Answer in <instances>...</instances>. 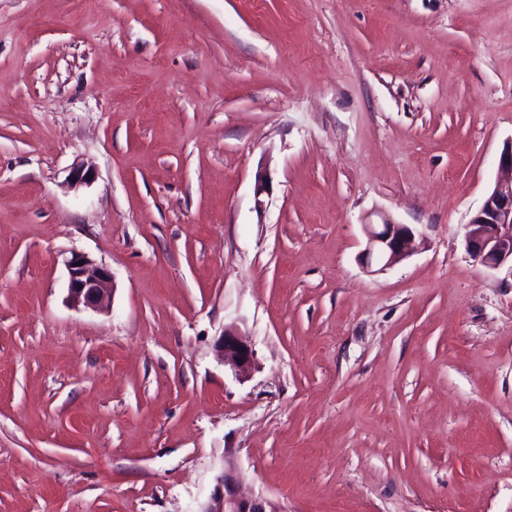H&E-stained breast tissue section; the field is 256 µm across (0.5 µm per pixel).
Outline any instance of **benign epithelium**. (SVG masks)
Returning a JSON list of instances; mask_svg holds the SVG:
<instances>
[{"label": "benign epithelium", "instance_id": "obj_1", "mask_svg": "<svg viewBox=\"0 0 512 512\" xmlns=\"http://www.w3.org/2000/svg\"><path fill=\"white\" fill-rule=\"evenodd\" d=\"M367 244L363 253L366 266L384 271L410 255L414 231L406 224L365 225ZM468 254L483 266L497 269L512 264V177L496 182L483 206L466 225ZM64 265L68 272V298L76 307L97 310L112 292V272L89 256L73 252ZM224 363L240 378L247 377L254 365L252 348L239 332L229 327L219 344ZM199 512H281L262 495H245L239 477L228 468L218 480L209 501Z\"/></svg>", "mask_w": 512, "mask_h": 512}]
</instances>
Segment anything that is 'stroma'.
I'll list each match as a JSON object with an SVG mask.
<instances>
[{"mask_svg": "<svg viewBox=\"0 0 512 512\" xmlns=\"http://www.w3.org/2000/svg\"><path fill=\"white\" fill-rule=\"evenodd\" d=\"M510 140L512 0H0V512H512ZM510 178L496 182L483 206L466 225L468 254L483 266L497 269L510 263L512 271V140L500 156ZM367 244L363 253L367 267L373 263L384 271L410 255L414 231L406 224H368L365 225ZM64 265L68 272V298L75 307L97 310L109 300L112 272L107 267L79 252L71 253ZM241 336L235 328H225L219 350L224 364H228L238 377L246 378L253 368L254 354L250 345ZM199 512H282L262 495H245L240 491L239 477L234 469H224L209 501Z\"/></svg>", "mask_w": 512, "mask_h": 512, "instance_id": "obj_1", "label": "stroma"}]
</instances>
